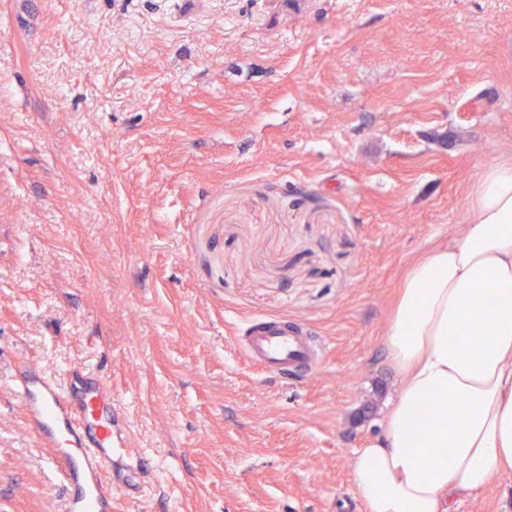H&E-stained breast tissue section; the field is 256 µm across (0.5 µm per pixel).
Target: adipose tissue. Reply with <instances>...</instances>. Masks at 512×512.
Returning a JSON list of instances; mask_svg holds the SVG:
<instances>
[{"label":"adipose tissue","mask_w":512,"mask_h":512,"mask_svg":"<svg viewBox=\"0 0 512 512\" xmlns=\"http://www.w3.org/2000/svg\"><path fill=\"white\" fill-rule=\"evenodd\" d=\"M386 343L403 379L355 453L367 512H455L512 472V161L483 169L465 223L409 269Z\"/></svg>","instance_id":"ef3b65f1"}]
</instances>
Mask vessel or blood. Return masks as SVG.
<instances>
[{
    "instance_id": "b4317fda",
    "label": "vessel or blood",
    "mask_w": 512,
    "mask_h": 512,
    "mask_svg": "<svg viewBox=\"0 0 512 512\" xmlns=\"http://www.w3.org/2000/svg\"><path fill=\"white\" fill-rule=\"evenodd\" d=\"M237 340L248 359L285 381L309 376L325 350L321 340L285 319H252ZM13 392L25 407L29 431L51 450L49 463L66 490L63 512H122L123 499L136 497L138 478L154 460L146 452L135 455L121 480L123 496L106 493L125 454L127 430V413L113 399L109 379L87 367L59 377L23 363Z\"/></svg>"
}]
</instances>
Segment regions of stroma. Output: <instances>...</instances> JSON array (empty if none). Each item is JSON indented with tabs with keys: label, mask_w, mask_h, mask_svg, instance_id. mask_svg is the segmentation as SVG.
Listing matches in <instances>:
<instances>
[{
	"label": "stroma",
	"mask_w": 512,
	"mask_h": 512,
	"mask_svg": "<svg viewBox=\"0 0 512 512\" xmlns=\"http://www.w3.org/2000/svg\"><path fill=\"white\" fill-rule=\"evenodd\" d=\"M506 158L512 0H0V512L64 493L22 359L108 377L160 463L130 512H366L399 283ZM255 316L318 370L247 360ZM238 345L262 370L288 383L309 376L324 356L325 344L288 319L253 318L238 333Z\"/></svg>",
	"instance_id": "1"
}]
</instances>
